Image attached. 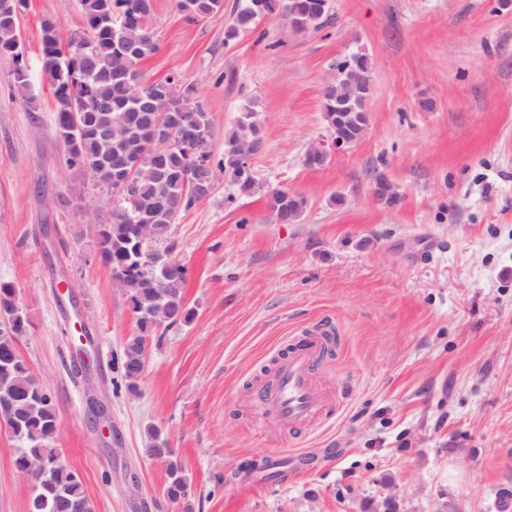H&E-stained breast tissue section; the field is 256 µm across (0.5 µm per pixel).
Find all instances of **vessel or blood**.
I'll use <instances>...</instances> for the list:
<instances>
[{"label":"vessel or blood","mask_w":512,"mask_h":512,"mask_svg":"<svg viewBox=\"0 0 512 512\" xmlns=\"http://www.w3.org/2000/svg\"><path fill=\"white\" fill-rule=\"evenodd\" d=\"M326 329L293 337L288 355L277 371L274 415L281 425L297 429L314 423L323 416L328 403L315 388L311 371L326 349Z\"/></svg>","instance_id":"b4317fda"}]
</instances>
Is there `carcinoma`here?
Wrapping results in <instances>:
<instances>
[{"label":"carcinoma","mask_w":512,"mask_h":512,"mask_svg":"<svg viewBox=\"0 0 512 512\" xmlns=\"http://www.w3.org/2000/svg\"><path fill=\"white\" fill-rule=\"evenodd\" d=\"M19 0H0V54L20 57L18 26L13 13ZM83 29L72 36L67 46L74 55L68 73L57 78L55 67L61 54V40L54 21L40 22L41 53L44 73L54 87L55 129L67 126L71 113L81 116L83 130L80 153L74 154L68 139H63L64 164L87 175L94 186L115 196L112 218L97 227L101 258L118 277L120 288L130 306L139 315L134 335L126 340L121 356V374L131 378L142 364L144 340L155 337L162 329L187 322L193 311L185 302L184 290L160 294L152 283L171 276L187 282V269L176 262L169 248L159 254L154 265H145L133 225L148 219L152 234L160 243L167 239L172 224L188 212L211 190L215 171L224 173L239 195L249 196L259 190L258 180L239 177L241 158L259 154L265 146L263 127L256 104L247 105L224 140V158L213 163L208 146L197 148L192 142H179L159 151L153 145V131L146 126L152 112H174L182 128L210 127L211 119L196 90L187 86L179 98L169 97L170 79L153 81L143 87L145 76L140 68L159 50L148 24L151 0H140L141 15L128 19L135 0H80ZM313 0H238L232 20L224 28V42L255 31L258 23L271 15H282L294 26L320 30L325 21L309 10ZM224 8V0H179L178 9L191 19H205ZM372 59L364 51L353 53L336 64V79L324 93L323 112L327 123H336V104L353 113L359 132L368 126L362 113L370 94ZM15 82L29 109L35 108L26 70H16ZM108 126L118 135L112 143L137 160L147 177L132 189H119L116 174L107 159V145L98 136ZM204 159L205 179L196 187L186 184L184 173ZM275 219L284 224L300 221L306 200L297 194L275 191L267 197ZM12 318V333H0V423H5L18 442L15 466L26 472L33 495L28 512H94L78 474L50 447L57 431V411L50 392L33 375L20 355L19 343L29 334V319L20 308L15 290L0 284V317ZM150 443L144 452L165 462L164 496L173 504L186 502L190 479L182 461L175 456L167 437L157 428L147 429Z\"/></svg>","instance_id":"obj_1"}]
</instances>
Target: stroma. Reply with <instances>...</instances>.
I'll return each instance as SVG.
<instances>
[{"label": "stroma", "instance_id": "35a3bbf8", "mask_svg": "<svg viewBox=\"0 0 512 512\" xmlns=\"http://www.w3.org/2000/svg\"><path fill=\"white\" fill-rule=\"evenodd\" d=\"M177 3L152 0L159 50L145 77L195 86L216 161L256 102L261 187L235 196L216 175L172 225L167 245L187 269L194 315L152 341L133 393L118 366L136 329L129 304L88 216L53 205L77 187L100 214L112 208L64 166L42 71L41 19L53 15L69 39L83 25L80 0H27L20 13L36 110L17 91V62L0 55V282L30 321L19 350L56 403L53 447L95 512H181L163 495V463L144 454L151 426L189 472L193 512H383L387 499L396 512H495L497 489L512 482V5L329 0L319 31L297 34L273 16L228 43L235 0L199 21ZM361 49L373 60L367 129L307 167L308 144L328 134L335 66ZM379 174L400 195L394 207L374 199ZM277 189L305 198L299 223L272 217ZM318 326L331 352L313 381L334 407L293 433L256 389L289 338ZM82 335L93 341L87 370ZM15 447L0 428V512L28 510ZM271 455L287 482L260 474Z\"/></svg>", "mask_w": 512, "mask_h": 512}]
</instances>
